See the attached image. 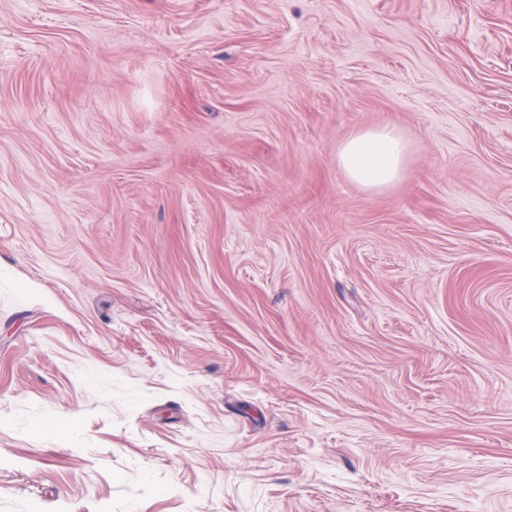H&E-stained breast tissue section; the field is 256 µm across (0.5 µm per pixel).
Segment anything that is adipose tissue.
<instances>
[{"mask_svg":"<svg viewBox=\"0 0 512 512\" xmlns=\"http://www.w3.org/2000/svg\"><path fill=\"white\" fill-rule=\"evenodd\" d=\"M408 153L409 144L403 135L385 126L352 133L339 147L336 160L350 181L374 191L402 177Z\"/></svg>","mask_w":512,"mask_h":512,"instance_id":"obj_1","label":"adipose tissue"}]
</instances>
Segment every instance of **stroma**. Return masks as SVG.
Segmentation results:
<instances>
[{"label":"stroma","instance_id":"obj_1","mask_svg":"<svg viewBox=\"0 0 512 512\" xmlns=\"http://www.w3.org/2000/svg\"><path fill=\"white\" fill-rule=\"evenodd\" d=\"M0 512H512V0H0ZM408 153L409 144L403 135L385 126L352 133L339 147L336 160L350 181L374 191L402 177Z\"/></svg>","mask_w":512,"mask_h":512}]
</instances>
